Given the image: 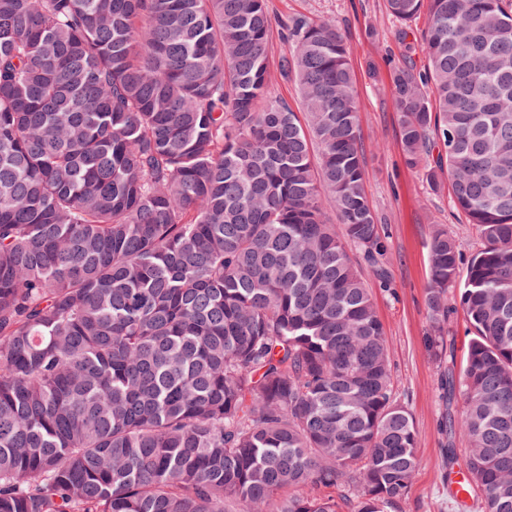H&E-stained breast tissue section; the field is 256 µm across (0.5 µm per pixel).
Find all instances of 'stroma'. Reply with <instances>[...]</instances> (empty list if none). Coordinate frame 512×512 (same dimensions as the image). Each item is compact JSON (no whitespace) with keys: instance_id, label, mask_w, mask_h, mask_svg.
Here are the masks:
<instances>
[{"instance_id":"stroma-1","label":"stroma","mask_w":512,"mask_h":512,"mask_svg":"<svg viewBox=\"0 0 512 512\" xmlns=\"http://www.w3.org/2000/svg\"><path fill=\"white\" fill-rule=\"evenodd\" d=\"M275 20L333 19L345 29L355 72L367 181L366 192L382 224L389 286L366 276L387 336L397 396L410 411L418 438L419 468L404 512H453L448 500L447 448L463 458V435L448 436L441 423L448 397L444 371L429 338L432 322L425 304L430 281L429 241L446 228L467 268L483 242L474 225L454 208L448 192L433 193L409 167L399 147L398 114L389 74L404 57L424 66V20L408 31L390 18L383 0H266Z\"/></svg>"}]
</instances>
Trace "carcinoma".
<instances>
[{"label": "carcinoma", "instance_id": "carcinoma-1", "mask_svg": "<svg viewBox=\"0 0 512 512\" xmlns=\"http://www.w3.org/2000/svg\"><path fill=\"white\" fill-rule=\"evenodd\" d=\"M384 3L402 35L425 14L424 70L389 78L405 161L484 240L462 281L429 243L451 497L512 512V9ZM280 28L301 115L265 0H0V512H402L417 434L364 285L389 276L348 43ZM469 334V326L465 319L464 313L460 307L448 318V336H453L455 339L456 357L459 361L463 353L464 343L467 340Z\"/></svg>", "mask_w": 512, "mask_h": 512}]
</instances>
